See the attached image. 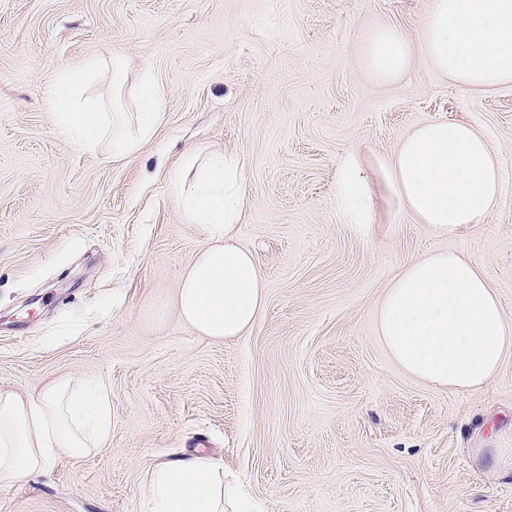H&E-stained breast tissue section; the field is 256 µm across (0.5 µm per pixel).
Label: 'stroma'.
I'll return each mask as SVG.
<instances>
[{
  "mask_svg": "<svg viewBox=\"0 0 512 512\" xmlns=\"http://www.w3.org/2000/svg\"><path fill=\"white\" fill-rule=\"evenodd\" d=\"M431 0H0V390L100 382L112 421L89 454L0 478V512H142L150 471L202 453L255 512H512V355L485 387L405 375L375 311L412 258L470 256L512 320V199L441 238L399 209L377 162L412 126L486 134L512 184V84L471 89L424 64L394 83L361 64L382 25L419 43ZM126 56L165 102L129 158L61 138L56 75ZM189 149L240 157L239 244L267 303L242 339L178 317L175 288L205 238L168 174ZM358 153L373 223L336 204V160Z\"/></svg>",
  "mask_w": 512,
  "mask_h": 512,
  "instance_id": "obj_1",
  "label": "stroma"
}]
</instances>
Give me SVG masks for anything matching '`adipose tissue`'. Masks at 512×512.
<instances>
[{
  "instance_id": "ef3b65f1",
  "label": "adipose tissue",
  "mask_w": 512,
  "mask_h": 512,
  "mask_svg": "<svg viewBox=\"0 0 512 512\" xmlns=\"http://www.w3.org/2000/svg\"><path fill=\"white\" fill-rule=\"evenodd\" d=\"M414 50L397 30L381 26L365 43L363 66L378 81L404 77L417 60L443 79L489 89L512 83V0H431ZM144 111L129 130L113 108L85 98L71 72H61L49 98L58 134L85 151L109 143L112 155L139 152L163 115L151 79L137 89ZM359 155L337 163L336 202L349 223L373 220ZM503 162L472 126L445 120L415 125L380 166L399 209L437 236L458 234L512 195ZM187 223L200 225L206 246L180 278L175 302L198 335L229 340L246 335L265 306V283L250 251L237 244L246 181L237 156L189 151L168 176ZM377 333L408 376L456 392L488 384L512 354V322L486 274L456 251L408 262L377 309ZM110 407L101 387L77 377L48 385L39 395L0 392V477L44 470L57 450L78 455L107 436ZM242 489L199 454L157 466L144 512H244Z\"/></svg>"
}]
</instances>
